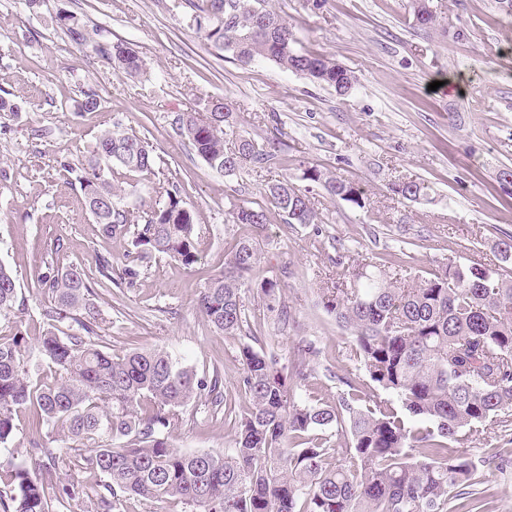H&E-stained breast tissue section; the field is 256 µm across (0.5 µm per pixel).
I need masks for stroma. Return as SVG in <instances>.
<instances>
[{"label": "stroma", "mask_w": 512, "mask_h": 512, "mask_svg": "<svg viewBox=\"0 0 512 512\" xmlns=\"http://www.w3.org/2000/svg\"><path fill=\"white\" fill-rule=\"evenodd\" d=\"M271 3L293 24L300 47L352 72L357 83L350 93L268 61L243 65L218 55L189 26L181 0H45L34 12L25 0H0V94L12 93L19 106L0 112V262L14 271L23 306L20 316L0 318V336L19 331L37 343L48 303L37 278L46 266L74 265L93 274L98 342L108 352L161 348L201 377L220 367L225 389H234L241 341L216 333L197 297L243 235L228 221V196L264 203L263 181L250 171L218 175L170 127L173 113L203 111L213 98L229 99L241 128L255 138L278 137L289 159L366 190L360 208L315 188L317 224H286L274 214L260 239V273L282 280L290 315L287 328L268 325L264 346L292 365L300 359L298 344H313L317 355L303 393L336 401L343 391L337 372L356 367L348 333L319 301L320 279L400 252L411 256L412 278L448 261L496 263V243L512 235V193L498 182L500 170L512 167V14L495 0H440L447 27L422 28L409 0H325L318 9L311 0ZM61 11L131 43L148 76L119 75L78 50L56 22ZM88 86L103 108L77 113ZM117 120L153 143L158 168L184 187L197 213L198 263L187 268L152 256L131 286L120 279L131 234L105 236L85 212L79 184L58 165L84 161ZM406 178L428 183L433 202L394 196L391 184ZM103 258L112 266L108 279L96 272ZM187 410L168 434L172 445L219 454L234 448L235 431L223 417L192 404ZM16 423V444L0 447V462L23 461L95 487L96 476L71 455L30 457L27 412ZM477 477L493 512H512V465Z\"/></svg>", "instance_id": "stroma-1"}]
</instances>
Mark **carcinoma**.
Returning a JSON list of instances; mask_svg holds the SVG:
<instances>
[{"label": "carcinoma", "instance_id": "cac0c4a2", "mask_svg": "<svg viewBox=\"0 0 512 512\" xmlns=\"http://www.w3.org/2000/svg\"><path fill=\"white\" fill-rule=\"evenodd\" d=\"M433 0H410L415 22L438 25ZM189 22L217 54L249 64L259 58L348 93L355 77L324 56L306 53L286 18L269 0H185ZM81 49L130 78L148 66L124 41L89 27L75 13L56 16ZM102 98L81 90L80 112H97ZM172 129L188 140L213 170L234 177L288 169V158L269 139L240 129L232 104L211 99L206 112H177ZM84 192L83 207L109 235L132 225L133 246L165 255L186 268L198 262L196 212L180 185L165 178L157 199L135 215L126 209L128 173L153 172L156 157L147 139L120 122L96 138L85 163L58 161ZM301 188L283 175L264 184L263 194L285 224H314L310 188L366 206L357 181L331 175L300 161ZM390 191L407 201L428 200L431 187L404 180ZM232 222L244 226L197 305L214 331L227 338L256 336L241 290L248 287L286 323L277 278L255 279L261 261L259 237L268 209L228 197ZM401 257L357 265L318 288L323 308L352 339L357 371L337 376L346 390L335 402L296 390L312 374L304 361L288 370L274 354L248 344L239 348L240 388L248 405L235 416V448L224 455L184 452L165 432L183 409L205 400L212 411L225 404L221 378L208 380L163 349L114 357L94 340L98 311L91 281L78 267L47 268L39 279L50 305L48 328L37 348L18 331L0 338V445L15 439L18 412L33 411L28 440L37 455L51 458L52 443H70L81 468L103 477L98 512H122V502L178 499L193 512H490L476 489L477 466L463 451L473 441L497 440L512 426V277L482 264L444 263L411 281ZM17 303L16 277L0 262V314ZM77 327L74 333L60 326ZM54 368L35 375L33 356ZM388 394L362 396L361 379ZM120 446L112 447V442ZM6 491L3 512H54L82 493L71 480L25 464H0Z\"/></svg>", "mask_w": 512, "mask_h": 512}]
</instances>
